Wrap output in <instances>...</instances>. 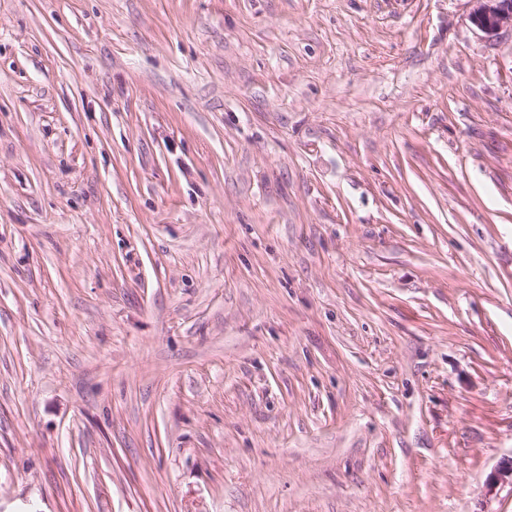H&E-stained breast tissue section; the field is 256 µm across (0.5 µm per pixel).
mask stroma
<instances>
[{"instance_id":"1","label":"stroma","mask_w":512,"mask_h":512,"mask_svg":"<svg viewBox=\"0 0 512 512\" xmlns=\"http://www.w3.org/2000/svg\"><path fill=\"white\" fill-rule=\"evenodd\" d=\"M472 9L0 0V512H512Z\"/></svg>"}]
</instances>
